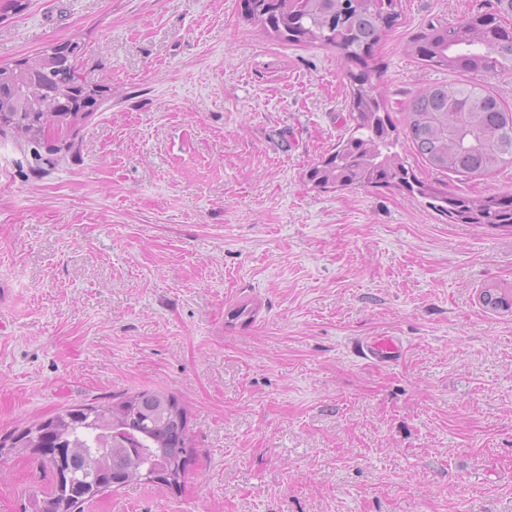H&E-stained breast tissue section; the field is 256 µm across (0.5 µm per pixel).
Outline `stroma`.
<instances>
[{
  "mask_svg": "<svg viewBox=\"0 0 512 512\" xmlns=\"http://www.w3.org/2000/svg\"><path fill=\"white\" fill-rule=\"evenodd\" d=\"M496 0H402L375 50L393 123L457 75L407 50ZM242 0H29L0 64L80 41L104 96L67 137L0 133V438L73 405L175 394L181 488L84 512H512V233L451 224L397 187L318 190L346 136L335 50L274 40ZM399 151L453 193L512 192ZM394 336L387 365L352 341ZM43 478L0 464V512Z\"/></svg>",
  "mask_w": 512,
  "mask_h": 512,
  "instance_id": "obj_1",
  "label": "stroma"
}]
</instances>
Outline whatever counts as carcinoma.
Segmentation results:
<instances>
[{
  "label": "carcinoma",
  "mask_w": 512,
  "mask_h": 512,
  "mask_svg": "<svg viewBox=\"0 0 512 512\" xmlns=\"http://www.w3.org/2000/svg\"><path fill=\"white\" fill-rule=\"evenodd\" d=\"M401 0H243L246 21L278 39L295 44H319L336 49L349 64L351 88L349 135L339 140L327 161L306 171L316 188L398 187L428 200L450 224H472L512 232V193L470 196L443 191L415 177L396 151L399 131L392 122L383 91L373 81L374 50L401 17ZM512 0H499V10L471 14L458 22L423 26L408 51L437 70L451 69L462 78L433 84L414 95L407 109L405 136L416 153L433 169L468 179L512 166V110L490 89L470 75L494 77L512 72V28L502 13ZM77 42L61 44L15 62L0 64V130L7 128L28 141L46 135L41 95L58 91L55 131L73 128L98 103L101 91L77 74ZM53 54L69 55L60 68L39 63ZM485 307L512 308V297L488 288L481 294ZM55 430L36 435L33 428L13 432L0 441V459L7 446L80 448L71 476L58 467L56 455L38 456L56 482L29 495L26 512H78L82 498L142 482L156 474L168 484V470L194 453L188 417L176 397L160 390L125 394L107 404L75 405L50 416ZM84 479L76 497L68 495V481Z\"/></svg>",
  "instance_id": "cac0c4a2"
}]
</instances>
